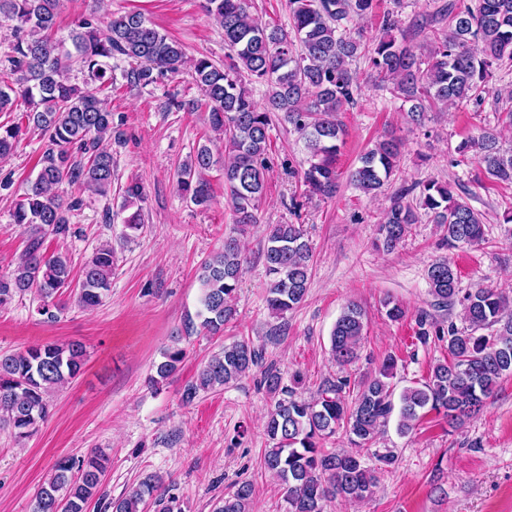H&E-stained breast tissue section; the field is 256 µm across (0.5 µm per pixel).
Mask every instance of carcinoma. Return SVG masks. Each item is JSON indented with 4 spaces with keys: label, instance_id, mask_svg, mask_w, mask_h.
Segmentation results:
<instances>
[{
    "label": "carcinoma",
    "instance_id": "cac0c4a2",
    "mask_svg": "<svg viewBox=\"0 0 512 512\" xmlns=\"http://www.w3.org/2000/svg\"><path fill=\"white\" fill-rule=\"evenodd\" d=\"M378 0H288L291 28L270 26L250 14V0H206V9L224 31L226 62L219 67L207 58L193 64L195 80L210 103V129L224 139V191L233 213V233L222 250L202 265L200 327L211 335L224 331L235 314L233 299L242 273L238 235L259 223V202L266 193L268 131L273 118L287 122L304 139L308 167L301 179L310 196L332 197L340 173L336 161L345 129L337 114L355 105L360 95L352 63H368L379 83H390L411 106V120L422 123L427 112H445L464 102L482 99L489 90L493 67L512 62V0H476L473 6L448 4V30L414 48L407 44L398 15L387 12L381 34L373 42L353 37L343 25L366 18ZM61 0H0V17L14 22L16 43L8 65L0 69V112L23 106L18 120L0 123V158L10 156L27 130L40 131L48 148L39 160L36 179L12 212L16 224L27 225V238L18 265L0 276V305L34 292L37 314L48 320L60 310L58 297L72 287L68 257L47 254L51 236L69 232L70 213L83 200H67L61 187L77 185L89 196L112 191L114 161L102 142L115 134L112 112L100 94L112 88L110 60L122 58L130 68L127 83L146 87L185 63L182 45L161 33L142 13L126 11L99 18L82 17L71 30L73 51H62L53 31ZM88 76V87L69 81L73 67ZM266 86L263 102L254 100L243 76ZM473 159L487 176L512 186V149L500 147L490 131L462 140L456 148ZM401 142L378 140L359 159L348 178L365 194H377L396 171ZM217 160L211 148L199 146L177 172V182L193 204L206 207L212 196L204 173ZM419 207L443 229L450 248L485 241V222L451 184L437 179L417 183ZM409 190L393 198L378 232L383 248L392 251L419 222L414 206L405 201ZM267 305L282 318L305 298L311 277L313 249L300 224H272L264 249ZM112 247H102L83 265L77 300L85 308L102 303L111 290ZM432 307L447 311L461 306L460 329L453 321H439L425 309L415 317V338L426 346L446 344L448 358L435 363L419 386L395 393L391 379L397 362L385 356L378 369L362 382L352 399L346 398L348 379L327 380L318 397L305 401L283 384L280 371L270 366L258 385L280 396L265 422L271 447L262 467L283 485L286 512H324L326 502L340 497L350 502L370 498L380 466L394 455L371 452L392 417L406 436L421 418L434 411L455 429L477 415L500 380L512 374V300L493 288H460L451 263L437 260L426 269ZM366 333L363 310L346 306L330 335L333 360L342 368L359 359ZM183 337H172L156 366L152 385L177 372L186 356ZM86 348L76 341L32 345L23 351L0 354V428L15 440L30 438L51 413L49 397L76 379L85 364ZM263 351L250 341H233L213 353L182 393L186 404L200 393L224 388L262 366ZM349 448H328L339 432ZM373 456L371 466L366 457ZM109 459L102 452L82 458L62 457L38 494L36 512H86L99 492ZM255 485L239 481L233 491L217 499L212 512H251ZM184 512L179 496L157 475L144 478L128 495L105 504L111 512Z\"/></svg>",
    "mask_w": 512,
    "mask_h": 512
}]
</instances>
